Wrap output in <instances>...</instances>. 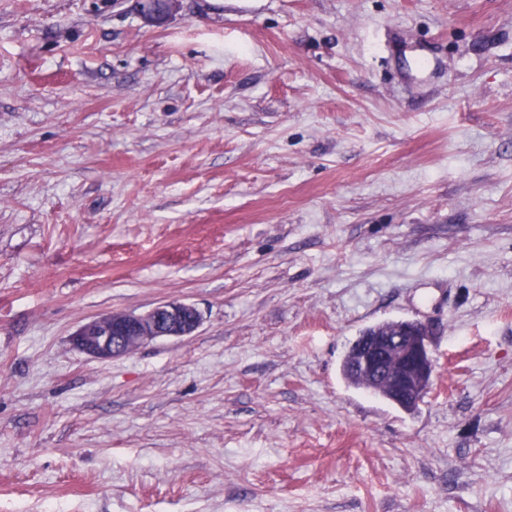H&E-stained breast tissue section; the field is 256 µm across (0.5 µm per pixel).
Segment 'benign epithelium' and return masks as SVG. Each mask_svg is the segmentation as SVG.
Wrapping results in <instances>:
<instances>
[{"mask_svg": "<svg viewBox=\"0 0 512 512\" xmlns=\"http://www.w3.org/2000/svg\"><path fill=\"white\" fill-rule=\"evenodd\" d=\"M182 0H140V13L151 25L167 22ZM190 303H160L145 313L112 312L79 326L73 346L98 360H110L164 337L193 334L201 324ZM351 369L374 394H387L398 407L414 406L425 396L435 372L427 327L418 320L373 326L348 347Z\"/></svg>", "mask_w": 512, "mask_h": 512, "instance_id": "1", "label": "benign epithelium"}]
</instances>
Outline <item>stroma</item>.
Returning <instances> with one entry per match:
<instances>
[{"instance_id":"1","label":"stroma","mask_w":512,"mask_h":512,"mask_svg":"<svg viewBox=\"0 0 512 512\" xmlns=\"http://www.w3.org/2000/svg\"><path fill=\"white\" fill-rule=\"evenodd\" d=\"M0 512H512V0H0ZM180 2L182 0H142L139 9L147 23L161 25L178 11ZM199 310L190 303H160L145 313L112 312L79 326L73 346L98 360H110L164 337L193 334L201 324ZM347 354L364 389L387 394L388 400L400 408L419 404L435 372L429 332L418 320L377 324L372 331L357 336ZM342 374L351 384L361 386L347 360L343 361Z\"/></svg>"}]
</instances>
